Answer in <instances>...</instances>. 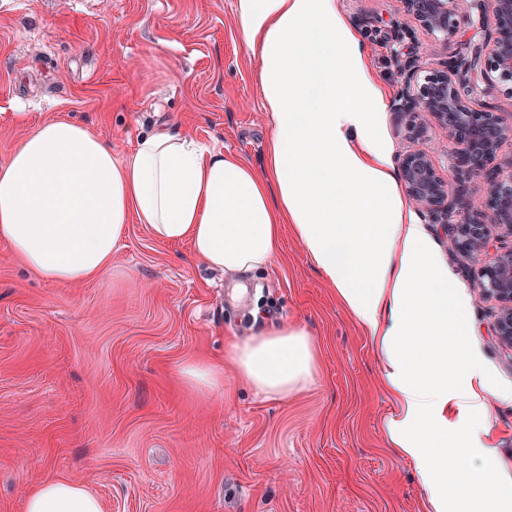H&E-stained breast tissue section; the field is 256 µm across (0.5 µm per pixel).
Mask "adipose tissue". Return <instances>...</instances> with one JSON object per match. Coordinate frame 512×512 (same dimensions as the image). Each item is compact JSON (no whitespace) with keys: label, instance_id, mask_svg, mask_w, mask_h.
Segmentation results:
<instances>
[{"label":"adipose tissue","instance_id":"ef3b65f1","mask_svg":"<svg viewBox=\"0 0 512 512\" xmlns=\"http://www.w3.org/2000/svg\"><path fill=\"white\" fill-rule=\"evenodd\" d=\"M233 14L274 124L261 167L166 125L120 158L98 132L57 117L30 126L0 162V241L38 277L83 283L107 274L133 222L157 241L189 242L224 272L274 268L292 234L380 350L402 405L389 441L452 512H512V484L485 480L492 455L474 446L492 390L468 346L464 294L376 136L388 91L358 34L335 0H234ZM224 356L184 363L181 374L213 391L229 364L257 392L284 397L315 366L307 331L294 325L230 343ZM451 450L467 468L441 466ZM23 512L102 508L86 488L50 479L27 492Z\"/></svg>","mask_w":512,"mask_h":512}]
</instances>
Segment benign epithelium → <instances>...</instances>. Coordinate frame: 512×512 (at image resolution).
I'll use <instances>...</instances> for the list:
<instances>
[{"label": "benign epithelium", "mask_w": 512, "mask_h": 512, "mask_svg": "<svg viewBox=\"0 0 512 512\" xmlns=\"http://www.w3.org/2000/svg\"><path fill=\"white\" fill-rule=\"evenodd\" d=\"M398 32H421L446 43L461 36L471 16L481 21V37L466 55L439 68L415 57L394 59L400 93L394 112L410 146L397 156L401 182L410 200L434 224H443L451 250L470 261L482 295L494 299V333L512 351V120L474 96L476 78L484 94L512 96V0H398ZM451 143L448 176L439 173L425 147L434 131ZM480 182V192L470 185Z\"/></svg>", "instance_id": "7a95c632"}]
</instances>
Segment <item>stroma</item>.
I'll use <instances>...</instances> for the list:
<instances>
[{
    "label": "stroma",
    "mask_w": 512,
    "mask_h": 512,
    "mask_svg": "<svg viewBox=\"0 0 512 512\" xmlns=\"http://www.w3.org/2000/svg\"><path fill=\"white\" fill-rule=\"evenodd\" d=\"M336 9L390 97L392 54L437 67L457 51L398 36L396 0ZM257 75L233 0H0V160L26 125L64 115L119 157L166 121L258 166L273 127ZM418 220L464 287L469 347L494 392L487 476L511 477L512 354L493 335L495 305L443 227ZM286 323L318 349L288 396L257 394L229 370L223 390L203 392L178 373ZM399 409L378 348L294 238L273 269L230 274L131 223L106 276L78 285L28 274L0 244V512H22L47 479L80 484L103 512H434L415 462L387 439Z\"/></svg>",
    "instance_id": "stroma-1"
}]
</instances>
